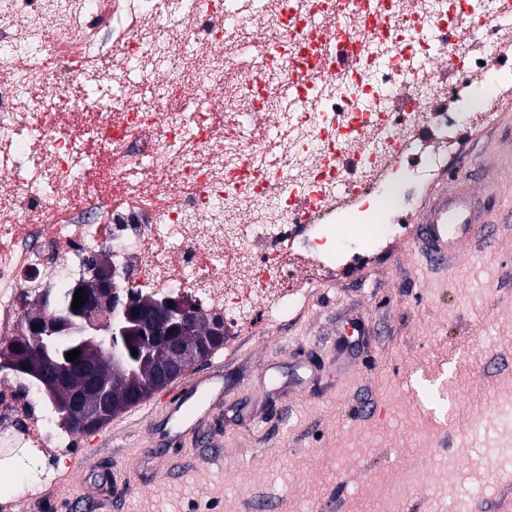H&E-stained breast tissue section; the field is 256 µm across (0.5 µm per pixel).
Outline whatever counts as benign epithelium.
Wrapping results in <instances>:
<instances>
[{
    "label": "benign epithelium",
    "instance_id": "1",
    "mask_svg": "<svg viewBox=\"0 0 512 512\" xmlns=\"http://www.w3.org/2000/svg\"><path fill=\"white\" fill-rule=\"evenodd\" d=\"M84 277L75 288L83 290L84 303L78 309L63 305L57 294L42 296L39 305L25 314L29 342L7 353L5 361L17 373L29 376L46 393L59 392L75 376L84 382L82 391L70 396L61 407L80 419L86 430L98 429L115 410L108 384L112 367L124 364L123 350L130 345L131 322L148 332L166 355V363L155 373V384L164 386L186 369V359L196 347L189 339L196 326L195 311L186 303L167 301L149 310L133 309L132 296L117 287L119 273L98 257L83 263ZM77 339L84 356L77 361H60L61 344ZM109 353L107 363L102 354Z\"/></svg>",
    "mask_w": 512,
    "mask_h": 512
}]
</instances>
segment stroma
<instances>
[{
  "mask_svg": "<svg viewBox=\"0 0 512 512\" xmlns=\"http://www.w3.org/2000/svg\"><path fill=\"white\" fill-rule=\"evenodd\" d=\"M470 187L492 232L446 265L404 233L296 313L226 337L213 446L171 452L154 445L166 415L114 416L98 460L116 479L77 512H512V95L386 218Z\"/></svg>",
  "mask_w": 512,
  "mask_h": 512,
  "instance_id": "obj_1",
  "label": "stroma"
}]
</instances>
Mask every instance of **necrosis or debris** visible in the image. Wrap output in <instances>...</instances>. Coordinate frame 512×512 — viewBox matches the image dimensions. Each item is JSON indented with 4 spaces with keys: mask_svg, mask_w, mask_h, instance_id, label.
Instances as JSON below:
<instances>
[{
    "mask_svg": "<svg viewBox=\"0 0 512 512\" xmlns=\"http://www.w3.org/2000/svg\"><path fill=\"white\" fill-rule=\"evenodd\" d=\"M171 3L163 13L157 0H0V221L9 235L0 241V337L21 335L25 309L69 287L89 252L133 271L132 289L187 299L235 333L259 316L283 318L303 288L367 258L355 239L325 242L339 215L383 195L401 162L419 154L422 126L440 168L458 151L462 124L493 121L488 106L457 114L471 85L448 86L444 73L464 57L419 41L414 24H462L480 36L489 19L512 17V0H369L387 30L335 81L318 74L303 25L333 0ZM169 26L175 37L159 38ZM268 28L279 37L254 41L249 57L236 53L240 31ZM191 55L199 61L189 69ZM294 59L319 95L303 109L274 91ZM398 79L441 111L391 112ZM34 111L44 115L36 125ZM63 113L82 117L78 131L65 130ZM354 137L359 177L345 188L336 145ZM432 168L411 172L424 180ZM0 437L11 450L0 469L34 493L54 481L73 444L38 391L4 365ZM34 455L45 464L29 468Z\"/></svg>",
    "mask_w": 512,
    "mask_h": 512,
    "instance_id": "necrosis-or-debris-1",
    "label": "necrosis or debris"
}]
</instances>
